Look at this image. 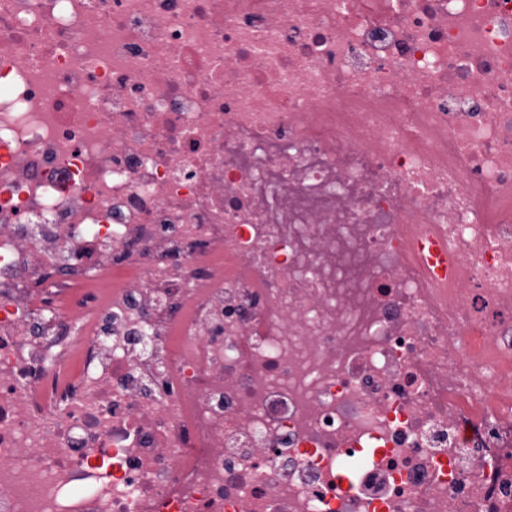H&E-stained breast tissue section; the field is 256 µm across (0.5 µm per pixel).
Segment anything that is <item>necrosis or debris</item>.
<instances>
[{"label": "necrosis or debris", "instance_id": "necrosis-or-debris-1", "mask_svg": "<svg viewBox=\"0 0 512 512\" xmlns=\"http://www.w3.org/2000/svg\"><path fill=\"white\" fill-rule=\"evenodd\" d=\"M0 512H512V0H0Z\"/></svg>", "mask_w": 512, "mask_h": 512}]
</instances>
